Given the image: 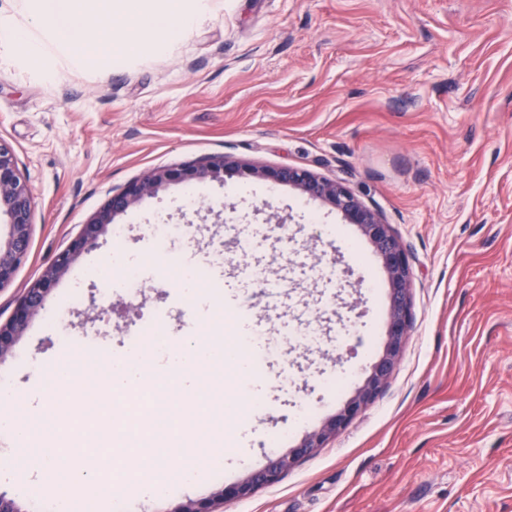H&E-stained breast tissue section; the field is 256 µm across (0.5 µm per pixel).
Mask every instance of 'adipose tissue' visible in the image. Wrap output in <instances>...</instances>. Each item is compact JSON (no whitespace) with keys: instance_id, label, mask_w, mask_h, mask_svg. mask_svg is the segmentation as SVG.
I'll return each instance as SVG.
<instances>
[{"instance_id":"adipose-tissue-1","label":"adipose tissue","mask_w":512,"mask_h":512,"mask_svg":"<svg viewBox=\"0 0 512 512\" xmlns=\"http://www.w3.org/2000/svg\"><path fill=\"white\" fill-rule=\"evenodd\" d=\"M28 24L0 18V39L21 46L33 58L50 45H73L87 66L117 53L166 52L171 43L188 35L206 11V0H37ZM166 446L153 448V462L138 465L134 472L135 497L162 494L172 485L199 480L202 468L192 455L182 467L169 471L162 459Z\"/></svg>"}]
</instances>
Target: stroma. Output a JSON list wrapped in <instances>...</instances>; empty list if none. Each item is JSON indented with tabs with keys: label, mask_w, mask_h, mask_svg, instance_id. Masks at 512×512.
I'll return each mask as SVG.
<instances>
[{
	"label": "stroma",
	"mask_w": 512,
	"mask_h": 512,
	"mask_svg": "<svg viewBox=\"0 0 512 512\" xmlns=\"http://www.w3.org/2000/svg\"><path fill=\"white\" fill-rule=\"evenodd\" d=\"M0 141L32 199L31 244L0 290V322L113 192L146 171L227 156L344 181L382 213L412 265V326L379 397L326 447L224 512H512V0H209L193 31L162 54L87 68L66 47L41 65L0 41ZM277 213L282 226L267 223ZM59 278L44 311L0 356V376L36 396L31 376L82 345L113 303L102 337L121 355L138 318L163 310L173 340L239 329L211 278L192 303L160 266L222 250L226 289L244 261L287 294L254 288L249 310L278 344L252 383L224 387L223 466L131 512H174L211 497L300 443L362 384L385 342L388 284L359 229L297 190L251 178L171 184L117 217ZM145 224H183L174 238ZM255 247L240 255V229ZM151 274L137 297L102 290L114 251ZM312 322L308 352L284 325ZM142 409L130 446L90 431L116 495L131 451L156 442Z\"/></svg>",
	"instance_id": "stroma-1"
}]
</instances>
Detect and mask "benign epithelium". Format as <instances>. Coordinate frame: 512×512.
<instances>
[{
    "instance_id": "7a95c632",
    "label": "benign epithelium",
    "mask_w": 512,
    "mask_h": 512,
    "mask_svg": "<svg viewBox=\"0 0 512 512\" xmlns=\"http://www.w3.org/2000/svg\"><path fill=\"white\" fill-rule=\"evenodd\" d=\"M248 175L275 185H288L303 197L320 202L341 214L347 224L358 226L364 238L380 258L389 285V309L386 340L379 358L355 393L335 414L317 429L306 434L299 445L269 459L246 479L224 487L213 498L191 501L173 512H220L227 500L240 499L262 485H272L302 457L322 448L345 430L376 399L399 364L411 331L412 268L407 248L381 213L362 203L341 180L327 179L297 167L241 165L222 156L204 162L186 163L153 169L112 194L103 209L86 225L68 248L56 255L40 281L29 289L17 304L12 317L0 324V356L13 345L29 320L43 310L57 280L76 258L94 246L115 218L146 197H153L170 183H189L205 178L224 180V176ZM9 226L6 238H0V289L14 279L16 270L27 255L31 241L32 206L28 187L17 174L14 153L0 143V217Z\"/></svg>"
}]
</instances>
